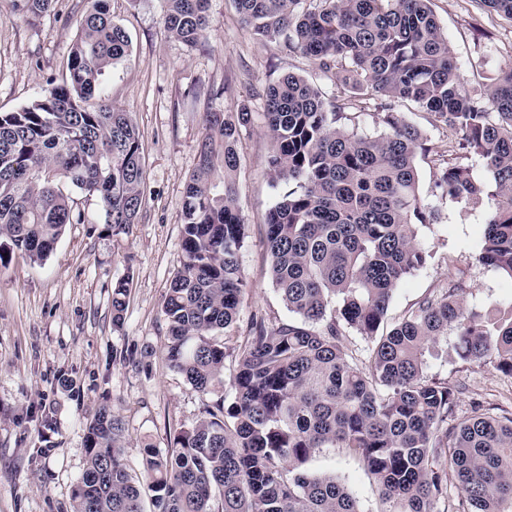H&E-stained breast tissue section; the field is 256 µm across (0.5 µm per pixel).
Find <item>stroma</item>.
<instances>
[{
  "label": "stroma",
  "mask_w": 512,
  "mask_h": 512,
  "mask_svg": "<svg viewBox=\"0 0 512 512\" xmlns=\"http://www.w3.org/2000/svg\"><path fill=\"white\" fill-rule=\"evenodd\" d=\"M87 0H52L42 16L19 0H0V112L37 100L48 83H62L65 63ZM472 93H487L512 66V21L479 0H432ZM164 0H111L113 20L131 38L127 55L103 79L106 103L130 113L145 162L143 205L125 233H105L100 203L70 185L84 221L67 225L54 251L32 262L14 252L0 266V512H72V494L86 464V425L107 406L123 423L121 446L132 473L145 444L168 448L173 437L205 415L219 393L199 396L166 355L162 306L182 261L184 183L197 163L209 112L252 114L238 145V202L248 227L240 254L247 283L235 341L253 315L267 321L289 312L269 273L265 221L283 192L266 172L271 144L265 132V89L293 74L335 98L336 86L315 65L288 51L283 38L261 41L241 21L233 0H210V22L197 46L170 37ZM395 111L424 133L416 161L419 191L441 211L439 223L419 229L427 264L396 289L387 313L394 324L426 295L464 278L469 305L512 300V282L477 260L484 232L482 207L438 197L435 184L448 130L433 126L408 102ZM130 278L121 325L112 323V286ZM449 336L429 359L428 373L459 387L456 421L480 403L512 412V376L491 362H464ZM51 429H44V420ZM306 467L338 477L360 512H381L379 489L363 463L343 448H325Z\"/></svg>",
  "instance_id": "1"
}]
</instances>
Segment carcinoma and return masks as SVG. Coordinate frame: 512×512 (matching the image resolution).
Listing matches in <instances>:
<instances>
[{"label": "carcinoma", "mask_w": 512, "mask_h": 512, "mask_svg": "<svg viewBox=\"0 0 512 512\" xmlns=\"http://www.w3.org/2000/svg\"><path fill=\"white\" fill-rule=\"evenodd\" d=\"M165 2L164 30L197 45L209 0ZM233 2L258 39L285 37L288 50L360 103L408 101L460 135L456 148L481 159L491 181L449 162L436 187L458 203L488 204L478 260L512 280V67L485 97L473 96L432 0ZM129 46L110 0H88L65 81L0 112V264L15 251L44 259L65 226L82 221L62 180L99 199L107 231L118 235L136 222L140 134L129 113L97 101L103 75ZM264 95L268 175L287 187L267 214L266 246L291 318H253L224 380L226 339L246 286L235 175L252 113L208 112L184 189L182 267L163 313L170 365L193 391L207 395L227 382L228 395L170 448H142L137 480L118 444L121 421L100 408L87 426L72 512H145L144 486L152 512H360L344 483L303 469L322 448H345L363 462L380 487L381 512H440L441 502L446 512H512V415L478 403L454 422L459 390L430 377L426 360L452 331L460 360H488L512 375V303L472 309L463 281H450L378 334L395 290L430 257L419 227L440 220L419 194L422 131L384 103V132L350 131L340 104L290 74ZM129 288L128 277L113 286L116 326ZM353 336L366 348L350 349ZM445 459L460 490L454 501Z\"/></svg>", "instance_id": "obj_1"}]
</instances>
